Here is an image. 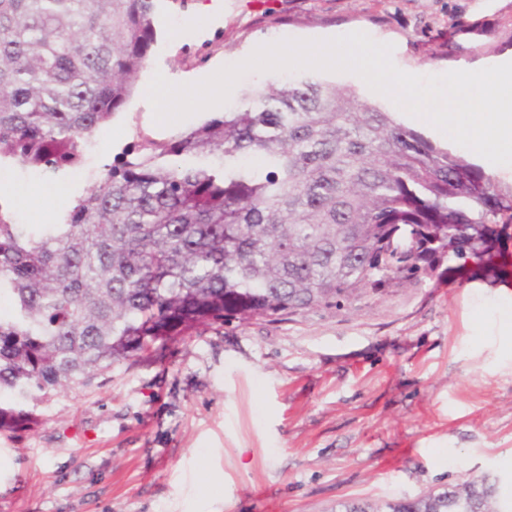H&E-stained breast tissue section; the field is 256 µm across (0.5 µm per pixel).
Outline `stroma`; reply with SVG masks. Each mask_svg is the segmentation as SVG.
Masks as SVG:
<instances>
[{
  "label": "stroma",
  "instance_id": "stroma-1",
  "mask_svg": "<svg viewBox=\"0 0 512 512\" xmlns=\"http://www.w3.org/2000/svg\"><path fill=\"white\" fill-rule=\"evenodd\" d=\"M466 22L477 32L444 38ZM154 28L78 172L54 185L0 168L17 223H57L58 194L84 195L129 146L217 115L156 124L157 72L194 83L265 39L354 31L420 76L512 62V0H158ZM154 349L48 399L0 395V512H341L484 476L512 496V284L427 278L281 321L196 325Z\"/></svg>",
  "mask_w": 512,
  "mask_h": 512
}]
</instances>
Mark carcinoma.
<instances>
[{
	"mask_svg": "<svg viewBox=\"0 0 512 512\" xmlns=\"http://www.w3.org/2000/svg\"><path fill=\"white\" fill-rule=\"evenodd\" d=\"M156 0H0V166L61 179L131 95ZM263 159L257 176L246 164ZM512 189L352 90L290 79L104 165L59 224L0 204V392L47 398L197 322L512 276ZM343 512H512L482 479Z\"/></svg>",
	"mask_w": 512,
	"mask_h": 512,
	"instance_id": "obj_1",
	"label": "carcinoma"
}]
</instances>
